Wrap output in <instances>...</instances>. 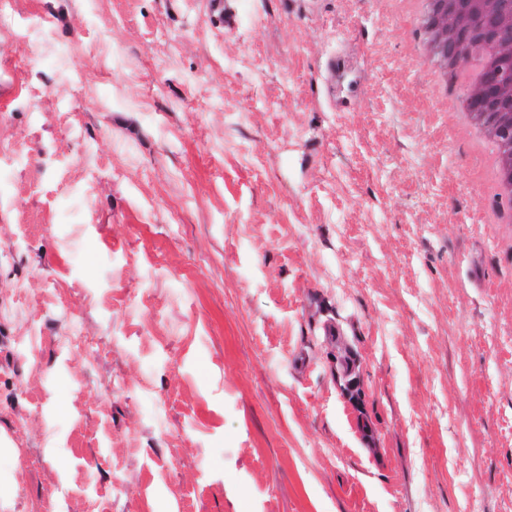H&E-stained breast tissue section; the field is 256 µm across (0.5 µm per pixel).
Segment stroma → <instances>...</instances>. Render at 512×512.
<instances>
[{
    "label": "stroma",
    "instance_id": "obj_1",
    "mask_svg": "<svg viewBox=\"0 0 512 512\" xmlns=\"http://www.w3.org/2000/svg\"><path fill=\"white\" fill-rule=\"evenodd\" d=\"M236 12L0 0V512H512V224L415 0Z\"/></svg>",
    "mask_w": 512,
    "mask_h": 512
}]
</instances>
